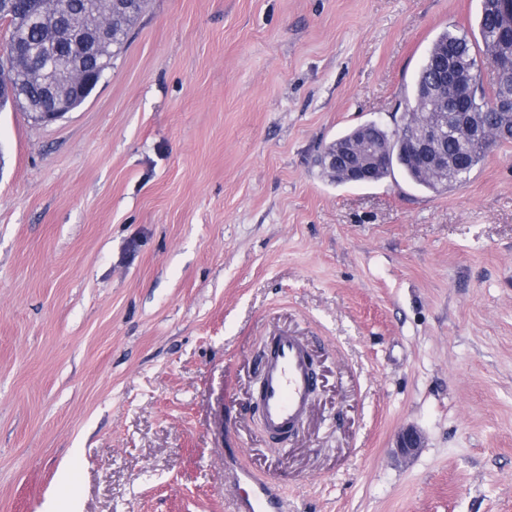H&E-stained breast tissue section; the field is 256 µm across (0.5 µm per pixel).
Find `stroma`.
<instances>
[{"label":"stroma","instance_id":"35a3bbf8","mask_svg":"<svg viewBox=\"0 0 512 512\" xmlns=\"http://www.w3.org/2000/svg\"><path fill=\"white\" fill-rule=\"evenodd\" d=\"M478 8L149 0L78 109L0 110V512H230L236 465L288 512H512V141L441 192L317 164ZM280 332L317 370L284 442ZM263 420L271 433L298 427L314 393L316 379L303 345L293 336H275L257 357Z\"/></svg>","mask_w":512,"mask_h":512}]
</instances>
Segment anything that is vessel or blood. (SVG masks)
<instances>
[{"instance_id": "vessel-or-blood-1", "label": "vessel or blood", "mask_w": 512, "mask_h": 512, "mask_svg": "<svg viewBox=\"0 0 512 512\" xmlns=\"http://www.w3.org/2000/svg\"><path fill=\"white\" fill-rule=\"evenodd\" d=\"M261 405L266 428L289 433L298 427L315 390L316 379L303 345L291 336H276L257 358ZM227 480L243 486L234 512H288L278 490L242 470H230Z\"/></svg>"}]
</instances>
